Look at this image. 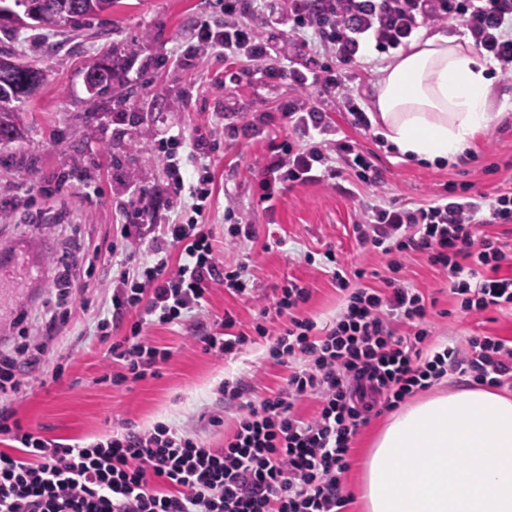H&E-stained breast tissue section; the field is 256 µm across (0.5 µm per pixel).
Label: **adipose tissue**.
I'll return each mask as SVG.
<instances>
[{
    "instance_id": "obj_1",
    "label": "adipose tissue",
    "mask_w": 512,
    "mask_h": 512,
    "mask_svg": "<svg viewBox=\"0 0 512 512\" xmlns=\"http://www.w3.org/2000/svg\"><path fill=\"white\" fill-rule=\"evenodd\" d=\"M492 83L456 37L415 41L383 68L369 118L400 154L448 162L495 121ZM360 497L364 512H512V398L468 387L394 414Z\"/></svg>"
}]
</instances>
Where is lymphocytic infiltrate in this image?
<instances>
[{"mask_svg":"<svg viewBox=\"0 0 512 512\" xmlns=\"http://www.w3.org/2000/svg\"><path fill=\"white\" fill-rule=\"evenodd\" d=\"M223 25L201 17L184 60L224 52L225 92L264 82L278 88L275 114L241 113L244 131L263 132L280 118L283 136H269L256 176L260 199L273 203L297 184L323 183L355 205L359 247L387 259L382 287L363 285L365 270H347L333 250L322 268L345 303L325 325L299 313L311 291L288 280L272 305L259 309L249 328L232 314L214 320L205 349L226 358L253 337L269 342L274 362L288 366L287 383L252 397L243 381L222 382L218 392L236 411L223 447L208 446L177 427L156 423L89 439L49 438L23 429L0 409V512H343L348 454L371 415L393 410L406 398L448 375L512 389V340L473 336L466 348L441 345L427 354L433 331L428 298L400 276L408 258L420 255L448 280L463 312H512L511 259L507 244L487 226L512 224V180L494 196L448 193L423 204H396L382 196V175L371 156L339 138L316 99L303 88L320 87L351 127L371 121L351 68L362 49L392 54L407 48L421 29L461 21L473 48L512 81V0H217ZM167 172V207L155 192L125 185L112 203L118 216L112 255L111 308L97 318L93 339L109 342L118 365L116 384L156 376L169 350L154 346L149 328L181 327L207 317L209 294L223 284L233 296L254 300V237L237 198L224 194V243L238 249L222 263L203 215L214 194L208 158L211 132L176 131L154 143ZM359 287H352V280ZM41 331H22L0 351V393L34 384L52 343L70 316L72 290L59 287ZM283 320L271 331L269 324ZM120 340H113L115 331ZM316 405L312 417L300 401Z\"/></svg>","mask_w":512,"mask_h":512,"instance_id":"lymphocytic-infiltrate-1","label":"lymphocytic infiltrate"}]
</instances>
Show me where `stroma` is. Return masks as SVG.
Masks as SVG:
<instances>
[{"label": "stroma", "instance_id": "obj_1", "mask_svg": "<svg viewBox=\"0 0 512 512\" xmlns=\"http://www.w3.org/2000/svg\"><path fill=\"white\" fill-rule=\"evenodd\" d=\"M205 14L215 22L222 19L212 0H116L111 13L63 35L0 31V50L21 54L47 72L46 80L20 107L22 139L0 145V243L15 245L14 259L39 270L37 279L0 286V349L9 348L22 328H36L44 306L55 300L53 282L67 263L81 256L95 262L91 275L81 278L82 288L71 300L70 320L58 338L60 344L75 347L62 379L34 388L14 403L26 429L50 438L78 439L164 422L220 448L236 418L233 410L219 404L218 384L242 378L259 396L286 382L287 367L269 359L263 338L237 359L223 360L207 353L188 329L152 327V342L170 350L171 356L161 364L158 377L126 386L103 378L108 369L106 345L74 344L77 336L91 329L94 315L106 311L104 286L110 267L95 259L94 251L107 249L113 239V188L129 182L158 191L166 181L150 145L139 138L141 130L162 136L237 120L234 113L221 119L215 111L220 100L210 81L224 68L223 54H209L193 65L183 64L178 56L181 45L191 39L197 18ZM130 43L137 44L148 63L140 80L124 75L107 90L89 89L88 64L113 47ZM491 105L499 119L469 143L477 159L451 166L409 160L376 132L348 127L342 113L333 111L329 117L359 149L373 153L385 200L424 203L444 194L449 185L468 184L473 191L490 194L503 182L507 166H512V83L494 80ZM266 146L265 135L246 134L220 141L211 156L218 189L204 223L216 248H223V190L233 188L254 226L255 237L247 249L257 299L240 300L217 285L209 296V310L215 317L229 312L249 323L258 307L272 304L280 287L293 277L311 290L301 315L320 324L333 321L343 306V294L319 264L307 262V254L333 249L347 269L378 271L372 281L377 288L386 260L357 248L353 203L326 184L288 188L275 212L266 211L255 184ZM402 275L435 298L431 321L436 342L451 340L462 347L473 336L512 339V314L460 312L445 277L422 257H412ZM215 413L222 415V423L210 422ZM388 419L385 413L373 417L353 441L350 467L343 475L351 497L346 512H363L358 487L364 455L371 437Z\"/></svg>", "mask_w": 512, "mask_h": 512}]
</instances>
